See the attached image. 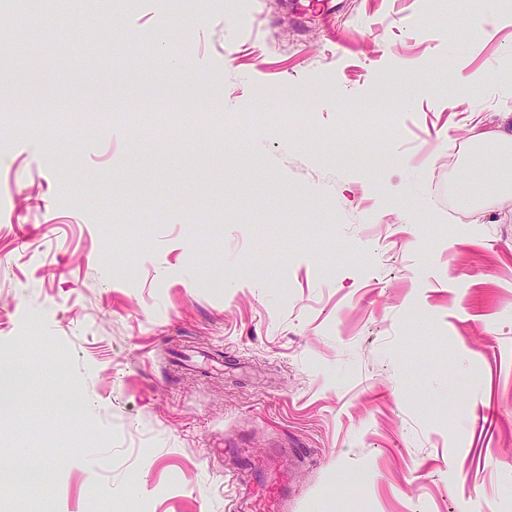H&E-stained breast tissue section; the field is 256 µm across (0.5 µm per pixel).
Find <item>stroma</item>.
Listing matches in <instances>:
<instances>
[{
	"mask_svg": "<svg viewBox=\"0 0 512 512\" xmlns=\"http://www.w3.org/2000/svg\"><path fill=\"white\" fill-rule=\"evenodd\" d=\"M502 3L476 43L483 0L0 11V462L52 454L36 512H235L248 460L294 512H512V192L484 208L469 132L512 108ZM155 99L214 127L135 125ZM103 100L75 134L28 116ZM485 11L469 21L472 40L484 38L489 29L495 27L500 20L502 4L500 0H487Z\"/></svg>",
	"mask_w": 512,
	"mask_h": 512,
	"instance_id": "35a3bbf8",
	"label": "stroma"
}]
</instances>
